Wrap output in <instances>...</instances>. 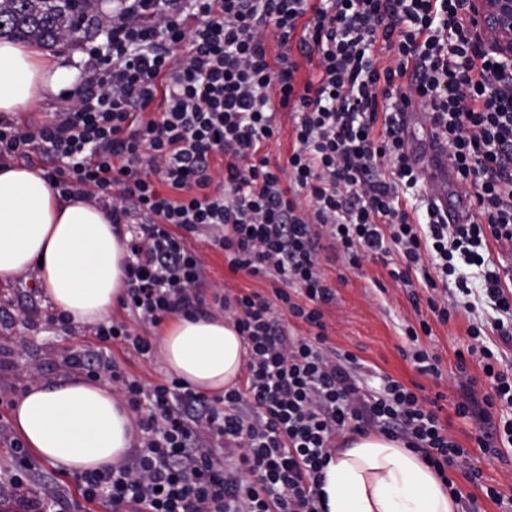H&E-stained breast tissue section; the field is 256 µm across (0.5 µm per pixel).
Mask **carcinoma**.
<instances>
[{
    "label": "carcinoma",
    "mask_w": 512,
    "mask_h": 512,
    "mask_svg": "<svg viewBox=\"0 0 512 512\" xmlns=\"http://www.w3.org/2000/svg\"><path fill=\"white\" fill-rule=\"evenodd\" d=\"M87 0H0V39L46 47L67 32L82 31Z\"/></svg>",
    "instance_id": "carcinoma-1"
}]
</instances>
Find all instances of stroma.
<instances>
[{
  "label": "stroma",
  "mask_w": 512,
  "mask_h": 512,
  "mask_svg": "<svg viewBox=\"0 0 512 512\" xmlns=\"http://www.w3.org/2000/svg\"><path fill=\"white\" fill-rule=\"evenodd\" d=\"M204 254L207 276L224 292L235 294L246 289L270 292V282L244 274H231L224 254L211 245L206 236L191 241ZM319 261L326 275L336 285V303L324 311L326 334L332 347L356 355L361 363L376 371L370 386H378V377L387 374L406 385H417L424 405L438 404L440 419L447 424L454 440L467 451L461 469L474 468L483 474L484 484L496 487L504 498H512V452L506 459L484 454L476 443L478 428L456 416L454 405L461 391L456 383L457 351L466 349L471 340L465 334L469 320L495 318L496 313L482 290L477 267L457 261L459 273L468 278L473 289L474 311L459 310L448 324L432 322V333L420 336V345L436 354L440 377L419 374L408 357L410 341L404 335L407 324L416 323L417 315L405 289L387 275L382 262L368 259L361 267L347 266L334 252L323 250ZM55 307L47 296L37 271L28 278L0 280V496H6L8 477L15 466L10 441L15 433L10 421V403L30 385L58 377L74 375L69 355L80 348L96 345L94 328L79 325L70 336L51 325L47 317ZM31 492L46 501H57L61 512H106L99 505L82 503L72 475L49 463L34 459L27 473Z\"/></svg>",
  "instance_id": "35a3bbf8"
}]
</instances>
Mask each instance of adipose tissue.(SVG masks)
I'll use <instances>...</instances> for the list:
<instances>
[{"label": "adipose tissue", "mask_w": 512, "mask_h": 512, "mask_svg": "<svg viewBox=\"0 0 512 512\" xmlns=\"http://www.w3.org/2000/svg\"><path fill=\"white\" fill-rule=\"evenodd\" d=\"M70 77L49 54L0 41V113L38 108ZM126 245L101 209L54 193L39 170L0 165V279L37 269L53 305L73 322L107 318L125 291ZM167 369L197 392L234 386L246 347L220 315L176 317L163 331ZM12 422L37 457L73 475L112 464L130 451L135 415L110 384L81 377L31 385L15 402ZM327 512H456L457 504L421 456L382 434L354 435L322 474Z\"/></svg>", "instance_id": "adipose-tissue-1"}]
</instances>
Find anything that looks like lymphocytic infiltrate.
<instances>
[{
  "label": "lymphocytic infiltrate",
  "instance_id": "obj_1",
  "mask_svg": "<svg viewBox=\"0 0 512 512\" xmlns=\"http://www.w3.org/2000/svg\"><path fill=\"white\" fill-rule=\"evenodd\" d=\"M469 0H118L61 112L19 124L0 115V164L39 152L43 177L64 198H92L123 227L132 324H99V349L158 354L169 318L220 305L248 350L242 385L208 397L172 377L144 382L112 359L79 349L69 359L112 382L136 414L134 454L76 479L85 503L112 512H325L322 470L337 441L380 432L419 453L457 502L480 512L448 476L464 449L438 414L401 381L369 387L357 358L327 344L323 309L336 289L322 246L348 266L384 259L410 288L420 271L427 308L452 311L454 253L484 269L500 319L473 322L459 369L458 417L502 428L477 437L502 456L512 447V365L488 345L512 346V286L491 258L512 252V77L466 31ZM315 79L298 81L301 60ZM295 116L286 166L263 149L277 113ZM421 113L455 178L470 185L472 214L449 223L434 200L426 219L403 202L423 178L407 154L404 116ZM206 235L229 270L279 282L257 292H206V268L188 238ZM314 327L288 333L284 319ZM490 390L477 394L479 382Z\"/></svg>",
  "mask_w": 512,
  "mask_h": 512
}]
</instances>
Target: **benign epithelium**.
<instances>
[{"mask_svg": "<svg viewBox=\"0 0 512 512\" xmlns=\"http://www.w3.org/2000/svg\"><path fill=\"white\" fill-rule=\"evenodd\" d=\"M471 36L498 58L502 74H512V0H471Z\"/></svg>", "mask_w": 512, "mask_h": 512, "instance_id": "1", "label": "benign epithelium"}]
</instances>
